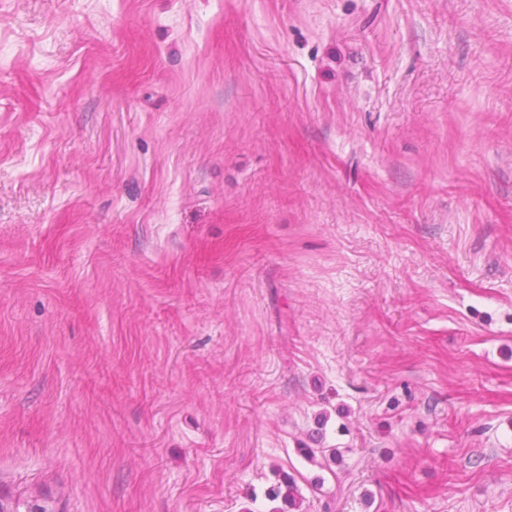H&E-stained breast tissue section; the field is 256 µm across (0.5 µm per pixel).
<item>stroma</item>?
I'll return each instance as SVG.
<instances>
[{"mask_svg": "<svg viewBox=\"0 0 512 512\" xmlns=\"http://www.w3.org/2000/svg\"><path fill=\"white\" fill-rule=\"evenodd\" d=\"M288 476L512 512V0H0V498Z\"/></svg>", "mask_w": 512, "mask_h": 512, "instance_id": "35a3bbf8", "label": "stroma"}]
</instances>
